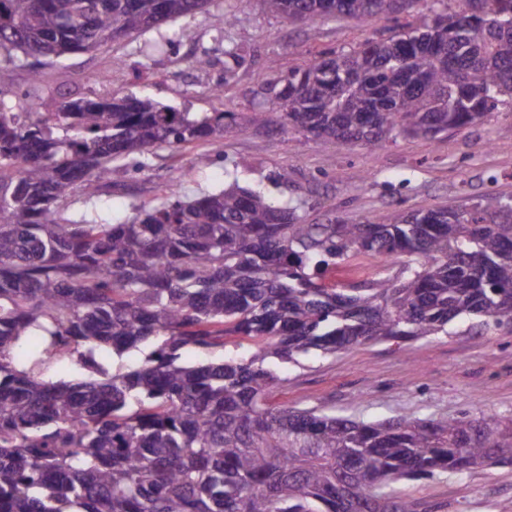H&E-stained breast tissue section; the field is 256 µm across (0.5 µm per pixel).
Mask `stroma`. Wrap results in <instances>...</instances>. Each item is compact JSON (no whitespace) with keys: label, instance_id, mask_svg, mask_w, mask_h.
Here are the masks:
<instances>
[{"label":"stroma","instance_id":"obj_1","mask_svg":"<svg viewBox=\"0 0 512 512\" xmlns=\"http://www.w3.org/2000/svg\"><path fill=\"white\" fill-rule=\"evenodd\" d=\"M226 13L235 19L223 27L218 20ZM383 25L376 17L335 16L293 25L267 14L261 0H251L246 9L237 0H211L203 12L96 55L42 59L40 82H33L28 69L16 70L6 97L23 106L37 100L51 112L68 92L92 99L146 96L181 112H234L243 119L270 107L292 69L359 44ZM110 69L122 72V82L104 81ZM217 87L222 97L214 96ZM205 150L210 161L203 167L192 148L129 156L121 187L73 210L124 222L174 182L182 195L193 197L236 181L297 205L307 224L328 215L359 221L393 208H467L489 191L512 197V112L492 113L432 141L400 137L373 148L319 145L300 133L251 126L211 141ZM277 372V405L365 421L466 413L512 417V332H486L468 320L426 339L370 343L330 358L312 354ZM393 489L433 512H497L512 500V466L399 481Z\"/></svg>","mask_w":512,"mask_h":512}]
</instances>
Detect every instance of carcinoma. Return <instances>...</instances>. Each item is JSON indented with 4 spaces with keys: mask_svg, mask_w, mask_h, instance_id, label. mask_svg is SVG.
<instances>
[{
    "mask_svg": "<svg viewBox=\"0 0 512 512\" xmlns=\"http://www.w3.org/2000/svg\"><path fill=\"white\" fill-rule=\"evenodd\" d=\"M290 23L398 21L414 0H263ZM420 11L288 74L271 110L318 144L432 139L512 112V0ZM209 0H0V90L29 59L95 54ZM241 128L150 98L69 95L15 112L0 96V512H428L392 483L512 466V417L363 421L274 407L271 364L448 333L512 328V198L305 224L237 182L113 224L69 212L117 161ZM372 253L400 278L344 287ZM224 355L187 363L184 351ZM146 352L115 371L109 358ZM74 358L88 379L44 370Z\"/></svg>",
    "mask_w": 512,
    "mask_h": 512,
    "instance_id": "obj_1",
    "label": "carcinoma"
}]
</instances>
